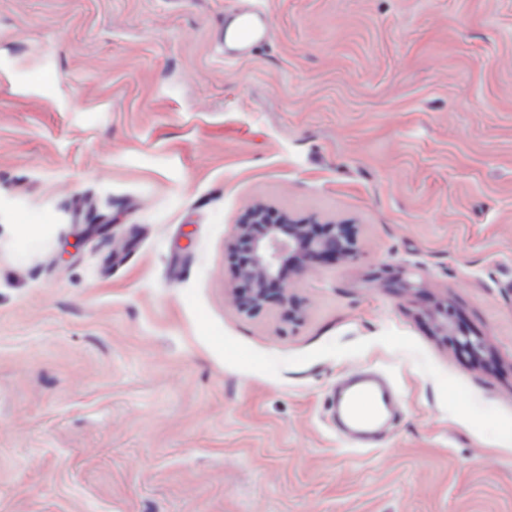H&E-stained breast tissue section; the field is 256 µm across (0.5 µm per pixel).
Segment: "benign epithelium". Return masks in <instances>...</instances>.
Listing matches in <instances>:
<instances>
[{"instance_id": "obj_1", "label": "benign epithelium", "mask_w": 512, "mask_h": 512, "mask_svg": "<svg viewBox=\"0 0 512 512\" xmlns=\"http://www.w3.org/2000/svg\"><path fill=\"white\" fill-rule=\"evenodd\" d=\"M228 250L234 267L228 292L239 311L250 315L273 306L290 324L299 321L303 311L282 283L303 277L320 262L353 261L358 255L351 225L317 218L298 221L286 215L276 220L261 202L245 211ZM432 316L436 335L453 337L457 347L477 358L489 350L481 339L454 335L447 305H437Z\"/></svg>"}]
</instances>
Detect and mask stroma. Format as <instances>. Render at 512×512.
<instances>
[{
	"mask_svg": "<svg viewBox=\"0 0 512 512\" xmlns=\"http://www.w3.org/2000/svg\"><path fill=\"white\" fill-rule=\"evenodd\" d=\"M257 201L355 226L301 323L227 292ZM507 437L512 0H0V512H512ZM432 316L435 322L437 336H445L447 340L448 336H453L454 344L457 347L477 358H481V356L489 350L487 344L481 339L472 338L471 336L463 334L460 336L454 334L452 320L448 316V305H437L432 311ZM392 402V391L367 373L357 372L345 381L337 394V416L345 430L363 439L355 446L371 445Z\"/></svg>",
	"mask_w": 512,
	"mask_h": 512,
	"instance_id": "obj_1",
	"label": "stroma"
}]
</instances>
